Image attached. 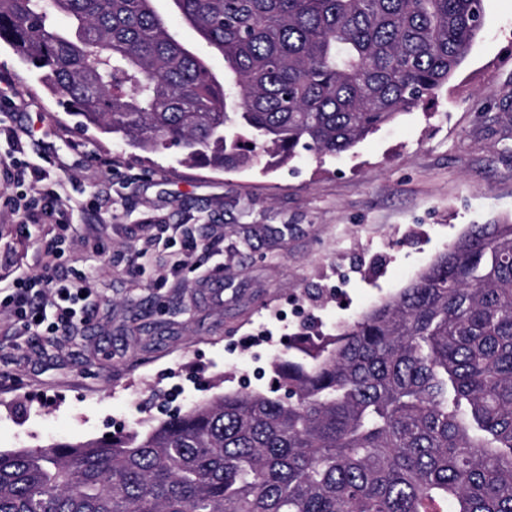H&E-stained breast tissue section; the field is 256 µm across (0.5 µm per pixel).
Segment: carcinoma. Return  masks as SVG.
<instances>
[{"label":"carcinoma","mask_w":512,"mask_h":512,"mask_svg":"<svg viewBox=\"0 0 512 512\" xmlns=\"http://www.w3.org/2000/svg\"><path fill=\"white\" fill-rule=\"evenodd\" d=\"M0 0V43L85 125L218 171L339 155L454 77L483 0ZM142 431L0 450V512H512V223ZM156 10L169 23L171 29L177 32L181 40L187 44L194 52L206 57L216 75L221 79L224 76V60L221 56L213 54L206 42L197 34V32L185 24L175 13L171 0H155Z\"/></svg>","instance_id":"obj_1"}]
</instances>
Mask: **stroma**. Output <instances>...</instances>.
Here are the masks:
<instances>
[{
  "mask_svg": "<svg viewBox=\"0 0 512 512\" xmlns=\"http://www.w3.org/2000/svg\"><path fill=\"white\" fill-rule=\"evenodd\" d=\"M155 7L216 75L224 60ZM430 108H414L338 156L215 171L151 157L84 127L0 45L18 92L0 122V283L41 270L56 225L23 224L22 194L57 191L77 230L62 266L93 262L89 322L57 336L0 335V449L120 436L239 388L269 392L274 358L395 294L469 225L512 221V0ZM41 180L18 184L14 161ZM207 245L173 269L149 239Z\"/></svg>",
  "mask_w": 512,
  "mask_h": 512,
  "instance_id": "stroma-1",
  "label": "stroma"
}]
</instances>
